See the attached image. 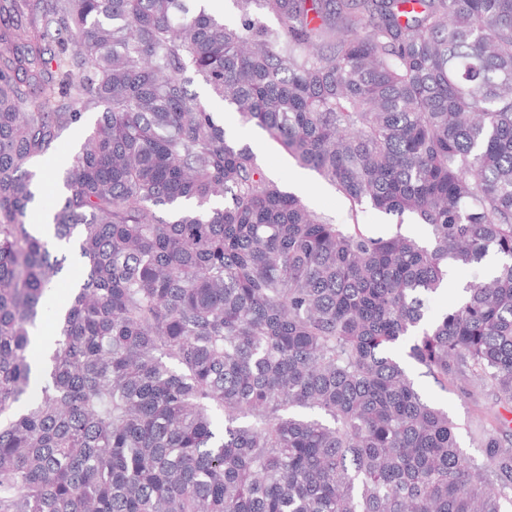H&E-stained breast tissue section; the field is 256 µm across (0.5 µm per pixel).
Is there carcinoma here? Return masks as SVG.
Returning a JSON list of instances; mask_svg holds the SVG:
<instances>
[{"label": "carcinoma", "instance_id": "carcinoma-1", "mask_svg": "<svg viewBox=\"0 0 512 512\" xmlns=\"http://www.w3.org/2000/svg\"><path fill=\"white\" fill-rule=\"evenodd\" d=\"M208 2L0 0V512H505L512 422L470 457L394 350L512 405V0ZM198 81L428 239L306 207ZM102 108H96L87 114V121L83 127L68 129L65 131L56 144L54 153L37 163L38 170L42 171L47 177L42 186V191L47 201H52L56 194L55 173L58 169L67 164L71 155L76 151L78 143L84 137V134L94 120L101 112ZM489 266L488 259L485 261L484 266H481L477 269H454L450 273L449 283L447 290L442 294L435 296L430 301V309L433 313H440L447 306L449 301L451 300L453 294L459 295L460 288H462L466 283L472 281L480 276L486 274Z\"/></svg>", "mask_w": 512, "mask_h": 512}]
</instances>
